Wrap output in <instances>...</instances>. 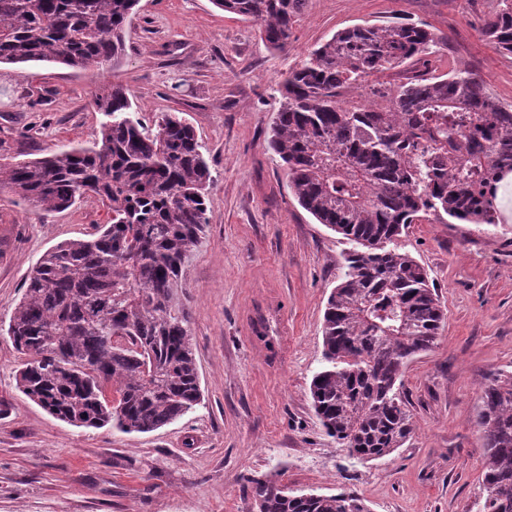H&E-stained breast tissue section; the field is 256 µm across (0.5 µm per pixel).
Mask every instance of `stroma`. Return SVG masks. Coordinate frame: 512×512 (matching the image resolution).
I'll use <instances>...</instances> for the list:
<instances>
[{
  "label": "stroma",
  "mask_w": 512,
  "mask_h": 512,
  "mask_svg": "<svg viewBox=\"0 0 512 512\" xmlns=\"http://www.w3.org/2000/svg\"><path fill=\"white\" fill-rule=\"evenodd\" d=\"M497 4L306 0L287 46L275 50L257 23L211 0H140L117 68L0 64V163L98 138L95 96L122 83L146 124L176 112L193 126L213 176L209 224L175 290L203 400L145 434L67 424L18 391L25 357L3 327L27 275L48 249L89 237L109 215L91 196L46 212L0 191V512H251L245 479L272 470L290 489L344 490L371 512H479L481 389L512 370V222L406 228L399 245L427 270L444 321L434 346L405 369L410 439L380 460L349 457L326 435L309 391L348 244L298 204L267 138L288 73L317 44L364 22L428 25L442 40L430 62L437 73L473 69L512 105V55L480 34ZM419 67L408 61L344 97L385 105L404 71ZM268 296L283 301L288 319V348L275 364L244 326L251 303Z\"/></svg>",
  "instance_id": "1"
}]
</instances>
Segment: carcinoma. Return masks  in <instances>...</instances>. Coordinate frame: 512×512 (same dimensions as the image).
<instances>
[{"label":"carcinoma","mask_w":512,"mask_h":512,"mask_svg":"<svg viewBox=\"0 0 512 512\" xmlns=\"http://www.w3.org/2000/svg\"><path fill=\"white\" fill-rule=\"evenodd\" d=\"M139 0H0V64L116 67ZM288 44L305 0H213ZM482 33L512 54V0ZM424 24H355L290 71L268 146L286 164L300 205L352 248L324 313V365L310 393L326 434L376 460L413 432L403 368L432 348L444 318L424 267L400 251L405 226L433 213L497 224L499 185L512 175V106L478 74L417 71L385 106L341 100L342 90L436 53ZM134 92L100 89V138L50 156L0 163V189L46 212L93 195L110 221L89 239L49 250L25 281L7 333L30 357L17 388L51 416L148 433L202 401L188 314L174 311L185 258L203 233L213 183L205 148L175 113L146 126ZM108 384L119 397L101 396ZM480 512H512V372L483 386ZM256 512H370L359 497L296 493L278 478H246Z\"/></svg>","instance_id":"1"}]
</instances>
